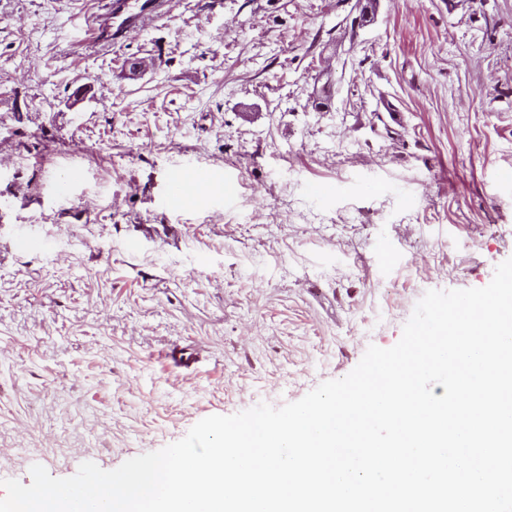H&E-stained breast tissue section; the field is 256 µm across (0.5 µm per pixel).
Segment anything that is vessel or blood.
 I'll use <instances>...</instances> for the list:
<instances>
[{
  "mask_svg": "<svg viewBox=\"0 0 512 512\" xmlns=\"http://www.w3.org/2000/svg\"><path fill=\"white\" fill-rule=\"evenodd\" d=\"M165 16L163 0H148L144 8L133 9L130 0H109L104 11L91 16L85 34L91 41L115 45L124 29L135 22H158ZM221 183L225 205H234L240 182L233 176L217 178L212 169L203 165H189L178 170L172 177L168 199L181 205L188 201L193 189L212 183Z\"/></svg>",
  "mask_w": 512,
  "mask_h": 512,
  "instance_id": "obj_1",
  "label": "vessel or blood"
}]
</instances>
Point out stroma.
Wrapping results in <instances>:
<instances>
[{
  "label": "stroma",
  "mask_w": 512,
  "mask_h": 512,
  "mask_svg": "<svg viewBox=\"0 0 512 512\" xmlns=\"http://www.w3.org/2000/svg\"><path fill=\"white\" fill-rule=\"evenodd\" d=\"M103 2L0 0V455L26 486L299 400L512 257V0H377L356 35V0H169L118 47L72 39ZM190 164L240 175L236 206L170 207Z\"/></svg>",
  "instance_id": "stroma-1"
}]
</instances>
